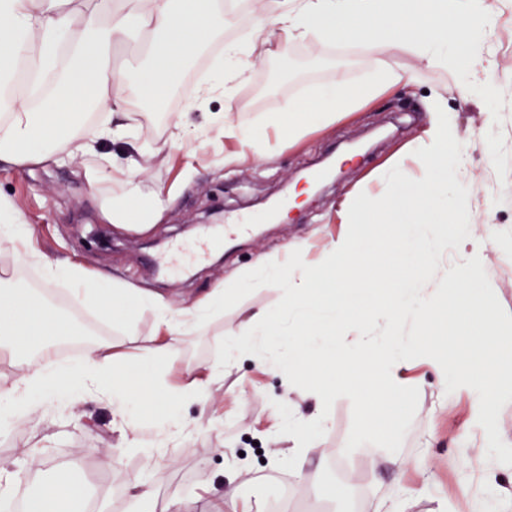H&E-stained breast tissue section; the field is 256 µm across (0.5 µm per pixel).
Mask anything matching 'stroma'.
<instances>
[{
  "label": "stroma",
  "instance_id": "35a3bbf8",
  "mask_svg": "<svg viewBox=\"0 0 512 512\" xmlns=\"http://www.w3.org/2000/svg\"><path fill=\"white\" fill-rule=\"evenodd\" d=\"M266 5V0H236L235 25L187 66L183 83H197L226 46L249 38ZM494 7L491 88L480 99H461L473 74L431 68L394 49L391 61L417 72L415 86L385 91L327 127H307L290 142L268 125V118L278 115L286 101L305 103L315 87L334 80L364 81L367 58L351 43L275 40L236 82L232 103L217 94L187 108L170 91L134 104L140 138L164 146L144 162L142 173L121 172L124 146L116 141L101 147L113 159L110 180L88 183L84 171L94 159L79 152L61 166L0 168V199L20 207L36 248L48 259L162 295L177 308L260 260H284L288 244H303L307 260L318 261L340 230L336 212L347 196L375 190L377 172L399 157L418 164L424 102L427 93L437 92L459 137H483L493 146L489 153L477 148L465 154L447 181L468 193L477 234L511 230L512 0H494ZM228 106L236 122L262 130L267 161L225 166V153L240 149L214 121L215 113ZM181 117L201 132L190 158L165 144L172 122ZM160 186L174 188L175 194L150 230L122 229L103 220V200L123 199L134 209L139 197ZM291 197L296 206L290 216L266 224L263 234L231 240L161 277L144 264L148 255L164 258L172 243L203 239L213 217L256 215L266 203ZM483 287L493 300L499 332L512 335V256L493 244L486 250ZM53 301L78 328L95 327L101 339L121 344L117 369L134 373L135 348L147 340L153 312L125 325L103 319L74 295L62 292ZM258 309L285 312L279 281L257 282L227 299L220 313L165 355L160 375L176 385L198 366L224 359L243 330L244 311ZM283 352L275 342L258 353L238 355L231 373L213 383L201 401L176 405L178 414L202 426L179 445L172 465L163 459L151 465L137 453L119 452V425L110 401L83 396L60 406L57 393L35 395L29 413L0 424V461L21 473L14 499L27 500L65 469L89 495L73 512H177L178 502L189 497L217 501L222 512H240L245 505L251 512H267L282 478L291 485L284 512H349L354 504L360 512H387L395 503L403 512H484L489 501L494 512H512V457L493 459L485 452L490 432L512 449V402L498 406L491 425H483L474 419L468 389L443 390L431 369L412 364L402 375L417 385L392 429L371 434L354 398L338 397L320 407L289 390L270 368ZM298 414L324 418L325 425L308 462L293 470L281 460L289 443L279 425ZM135 482L153 489L148 505L132 498L129 487Z\"/></svg>",
  "mask_w": 512,
  "mask_h": 512
}]
</instances>
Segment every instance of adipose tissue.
<instances>
[{
    "mask_svg": "<svg viewBox=\"0 0 512 512\" xmlns=\"http://www.w3.org/2000/svg\"><path fill=\"white\" fill-rule=\"evenodd\" d=\"M493 10L488 0H274L272 12L257 19L251 38L233 49L222 73L206 84L184 88L183 67L235 23L222 0H0V165H58L85 148L87 139L120 137L132 149L127 168L134 173L155 148L139 140L137 117L126 109L130 100L179 87L185 103L194 104L217 89H229L274 39L364 44L367 80L358 85L328 83L310 95L304 112L285 103L289 121L277 117L273 123L287 125L293 139L308 125H329L385 89L412 84L414 72L391 62L390 49L415 54L429 66L488 71L484 38ZM130 41L142 42L147 60L136 79L111 61L113 47ZM427 110L420 135V179H413L398 161L380 175L382 196L346 198L336 213L342 230L320 263L305 262L301 248H291L287 264L271 261L243 270L204 301L176 312L162 296L91 278L78 265L63 267L47 260L33 247L20 209L0 201V247L23 252L40 266L43 279L38 292L0 289V348L41 351L20 377L0 386V415L23 416L35 394L58 386L71 395L98 396L112 402L122 426L123 450L154 461L159 449L170 447L190 429L173 412L170 396L199 398L210 373L199 371L176 389L157 381L153 398L164 426L145 437L137 411L140 395L115 371L118 344L89 343L76 365L60 362L49 351L53 337L74 332L51 305V294L80 296L103 316L127 322L135 321L140 310L154 311L149 343L138 356L141 371L151 375L159 358L202 319L220 311L236 289L274 278L288 294L287 334L274 328L268 312L257 310L248 314L240 344L255 350L282 336L287 351L273 369L288 385L305 379L306 395L323 402L340 394L357 398L364 426L373 432L406 394L402 367L419 360L439 368L444 387L470 388L475 417L490 418L501 402L512 400V339L498 335L495 307L483 293L487 243L469 235L473 217L468 199L458 192L440 201L438 183L452 162L487 142L458 137L441 94L430 96ZM382 231L389 235L391 251L374 247ZM451 241L468 248L470 258L445 278L449 306L443 309L423 300L417 276H401L397 270ZM410 316L422 324L423 335L399 336L401 323ZM350 319L380 320L392 333L373 338L365 354L351 357L339 343ZM69 485V472H59L28 498L27 512H69L74 501Z\"/></svg>",
    "mask_w": 512,
    "mask_h": 512,
    "instance_id": "1",
    "label": "adipose tissue"
}]
</instances>
